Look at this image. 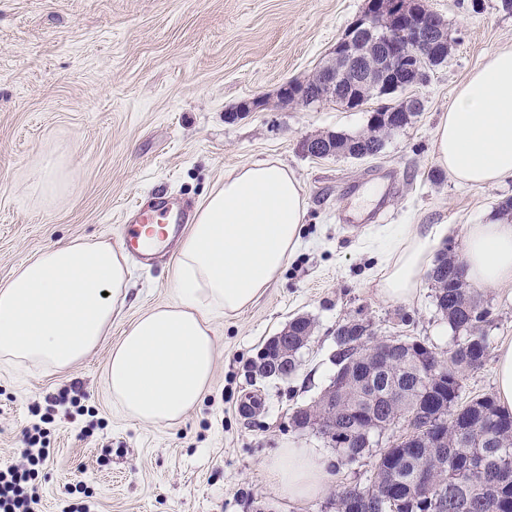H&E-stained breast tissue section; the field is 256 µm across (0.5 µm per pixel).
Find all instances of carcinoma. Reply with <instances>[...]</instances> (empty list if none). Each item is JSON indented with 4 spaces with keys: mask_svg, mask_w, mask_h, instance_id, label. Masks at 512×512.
<instances>
[{
    "mask_svg": "<svg viewBox=\"0 0 512 512\" xmlns=\"http://www.w3.org/2000/svg\"><path fill=\"white\" fill-rule=\"evenodd\" d=\"M414 112H379L367 129L357 135L332 133L322 139V153L355 159L379 155L395 126L408 125ZM458 255L442 251L429 277L435 289L437 311L454 333V342L439 359L447 365L446 380L422 396L421 424L437 427L444 447L427 448L411 439L400 441L378 454L369 448H344L337 444L341 461L353 463L375 457L364 483L351 484L336 495V512H352L351 501L367 499L366 512H512V413L491 397L463 404L460 375L481 368L489 356L484 326L490 310L476 290L460 283L455 275ZM348 322L336 329L333 380L343 394L336 402L318 401L293 413L292 424L301 429L313 419L331 415L355 424L376 407L375 431L387 430L389 414L406 411L417 394L416 385L426 367L418 364L423 343L417 340L398 346V360L389 366L383 353H393L390 340L366 335L349 346ZM308 317L288 322L294 340L311 335Z\"/></svg>",
    "mask_w": 512,
    "mask_h": 512,
    "instance_id": "1",
    "label": "carcinoma"
}]
</instances>
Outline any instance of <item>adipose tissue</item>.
Listing matches in <instances>:
<instances>
[{
    "label": "adipose tissue",
    "mask_w": 512,
    "mask_h": 512,
    "mask_svg": "<svg viewBox=\"0 0 512 512\" xmlns=\"http://www.w3.org/2000/svg\"><path fill=\"white\" fill-rule=\"evenodd\" d=\"M438 165L456 183L512 178V50H499L459 88L432 140ZM303 188L276 159L246 164L202 200L181 243L169 303L142 313L112 348L106 384L130 418L174 424L197 407L215 369L212 317L250 307L299 248ZM449 225L398 229L377 281L384 298L411 302ZM128 257L107 241L46 248L0 287V364L71 367L112 328L128 292ZM462 275L473 288L512 283V224L466 227ZM283 499L320 498L330 461L285 443L266 468Z\"/></svg>",
    "instance_id": "ef3b65f1"
}]
</instances>
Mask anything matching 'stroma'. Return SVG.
Listing matches in <instances>:
<instances>
[{"instance_id":"1","label":"stroma","mask_w":512,"mask_h":512,"mask_svg":"<svg viewBox=\"0 0 512 512\" xmlns=\"http://www.w3.org/2000/svg\"><path fill=\"white\" fill-rule=\"evenodd\" d=\"M449 27L447 61L414 87L424 110L388 137L377 157L317 159L303 139L366 129L380 104L283 103L332 56L367 0H0V286L43 249L74 241L120 245L128 206L158 194L197 209L243 164L276 158L302 184L303 245L247 310L213 320V382L174 425L122 415L105 370L137 316L171 299L179 242L149 262L131 260L128 297L112 330L76 365L52 371L0 367V468L23 464L32 408L49 409L50 458L38 478L43 512H336L362 463L295 429L292 411L313 402L335 367L336 328L370 321L376 338L401 336L447 351L452 333L430 278L417 299L382 298L376 243L407 224H448L461 252L467 225L501 217L512 179L458 185L432 138L457 87L495 51L512 49V13L499 0H426ZM260 99L256 111L242 102ZM491 352L512 342V284L483 289ZM315 330L285 380L252 364L294 317ZM69 395L48 406L49 396ZM84 413L68 417L71 399ZM329 454L332 481L315 500L289 502L265 482L281 443Z\"/></svg>"}]
</instances>
